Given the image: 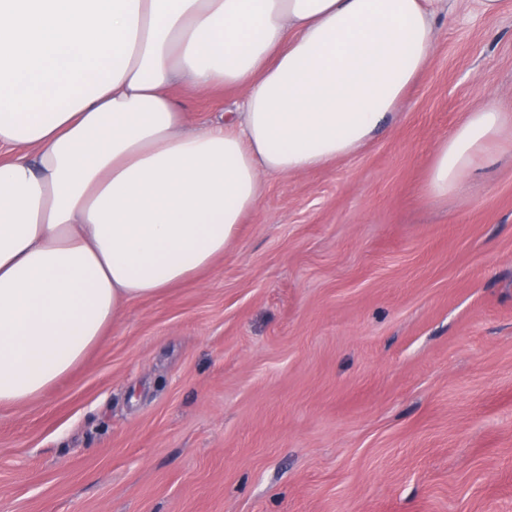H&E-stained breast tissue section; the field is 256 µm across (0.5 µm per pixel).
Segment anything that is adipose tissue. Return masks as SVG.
<instances>
[{
  "label": "adipose tissue",
  "instance_id": "ef3b65f1",
  "mask_svg": "<svg viewBox=\"0 0 512 512\" xmlns=\"http://www.w3.org/2000/svg\"><path fill=\"white\" fill-rule=\"evenodd\" d=\"M434 36L430 0H0V407L223 256L265 176L364 147ZM176 85L245 94L192 126ZM510 124L470 113L435 151L430 196L458 193Z\"/></svg>",
  "mask_w": 512,
  "mask_h": 512
}]
</instances>
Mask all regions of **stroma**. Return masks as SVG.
<instances>
[{
  "label": "stroma",
  "instance_id": "stroma-1",
  "mask_svg": "<svg viewBox=\"0 0 512 512\" xmlns=\"http://www.w3.org/2000/svg\"><path fill=\"white\" fill-rule=\"evenodd\" d=\"M434 26L366 146L267 177L223 257L0 407V512H512V134L425 188L468 113L512 106V0ZM174 93L194 125L242 95Z\"/></svg>",
  "mask_w": 512,
  "mask_h": 512
}]
</instances>
